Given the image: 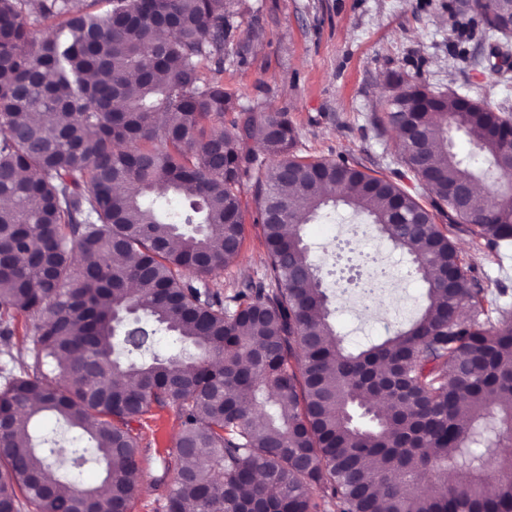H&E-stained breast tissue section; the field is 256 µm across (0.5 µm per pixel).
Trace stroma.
I'll return each instance as SVG.
<instances>
[{"label": "stroma", "mask_w": 512, "mask_h": 512, "mask_svg": "<svg viewBox=\"0 0 512 512\" xmlns=\"http://www.w3.org/2000/svg\"><path fill=\"white\" fill-rule=\"evenodd\" d=\"M452 0H229L236 26L224 47V88L244 107L287 111L298 132L297 155L347 161L407 188L422 205L430 200L399 162L397 136L384 122L394 92L392 75L426 77L435 88L452 89L498 104L512 97L501 75L473 68L466 59L488 50L479 27L461 28ZM246 53H239V43ZM243 244L239 259L213 283L230 295L264 271L261 223L250 186H243ZM361 219L348 210L304 225L303 234L322 271H329L337 241L351 238ZM471 275L487 298L512 296V257L495 258L464 224H451ZM358 253L379 257L389 277L376 305L350 287L335 315L345 343L358 347L387 336L412 319L424 303L408 255L370 231L354 239ZM28 318L0 335V380L32 365L35 338ZM135 429L141 437L139 489L131 512H163L176 476L175 444L180 421L171 406L152 408Z\"/></svg>", "instance_id": "obj_1"}]
</instances>
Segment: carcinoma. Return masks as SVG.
<instances>
[{
	"mask_svg": "<svg viewBox=\"0 0 512 512\" xmlns=\"http://www.w3.org/2000/svg\"><path fill=\"white\" fill-rule=\"evenodd\" d=\"M105 2L0 0V325L35 317L39 345L32 369L0 384V512H76L98 488L71 474L92 460L111 512H130L132 423L166 405L181 421L166 512H512V302L485 305L435 214L399 184L295 155L287 113L224 90L236 31L224 0ZM510 13L512 0L479 12L505 49ZM34 18L53 21L37 42ZM386 121L433 208L495 257L512 252V210L448 193L509 174L507 104L416 80ZM450 123L473 155L453 152ZM246 179L267 264L223 298L211 281L240 256ZM341 205L411 257L426 296L365 349L344 346L301 234ZM161 332L182 349L153 352ZM48 414L87 445L34 438ZM491 434L506 449L493 458ZM448 471L465 480L443 482Z\"/></svg>",
	"mask_w": 512,
	"mask_h": 512,
	"instance_id": "obj_1",
	"label": "carcinoma"
}]
</instances>
